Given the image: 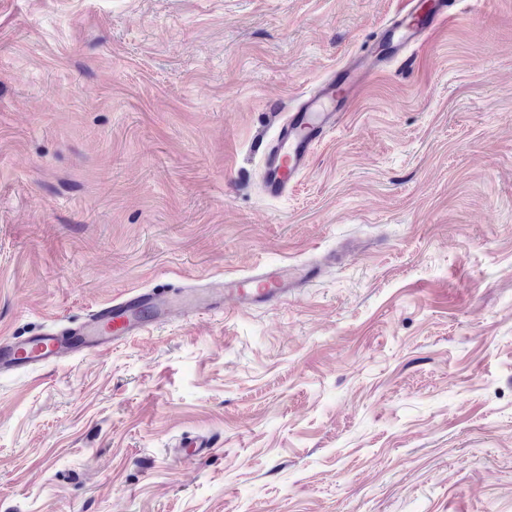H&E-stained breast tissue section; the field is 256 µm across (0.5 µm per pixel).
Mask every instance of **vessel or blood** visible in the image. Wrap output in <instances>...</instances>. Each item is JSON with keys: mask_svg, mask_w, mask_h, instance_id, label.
I'll use <instances>...</instances> for the list:
<instances>
[{"mask_svg": "<svg viewBox=\"0 0 512 512\" xmlns=\"http://www.w3.org/2000/svg\"><path fill=\"white\" fill-rule=\"evenodd\" d=\"M450 7V0H431L427 5L422 0H401L394 20L367 47V61L353 59L336 68L289 113L264 156L263 185L269 196H283L296 184L318 146L347 113L372 68L387 64L409 47L426 44L451 19ZM320 273L316 264L261 265L248 277H227L177 293L163 287L134 289L71 326L1 340L0 374L110 349L144 336L176 313L195 316L227 301L241 309L269 306L286 300L295 288L314 282Z\"/></svg>", "mask_w": 512, "mask_h": 512, "instance_id": "obj_1", "label": "vessel or blood"}]
</instances>
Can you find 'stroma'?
Returning a JSON list of instances; mask_svg holds the SVG:
<instances>
[{
	"label": "stroma",
	"mask_w": 512,
	"mask_h": 512,
	"mask_svg": "<svg viewBox=\"0 0 512 512\" xmlns=\"http://www.w3.org/2000/svg\"><path fill=\"white\" fill-rule=\"evenodd\" d=\"M452 2L273 199L269 102L399 0H0V340L322 267L1 374L0 512H512V0ZM320 273L316 264L259 265L248 277H224L177 293L163 287L134 289L69 327L1 340L0 374L110 349L144 336L175 313L196 316L224 307V301L240 309L269 306L287 300L295 288L314 282Z\"/></svg>",
	"instance_id": "1"
}]
</instances>
